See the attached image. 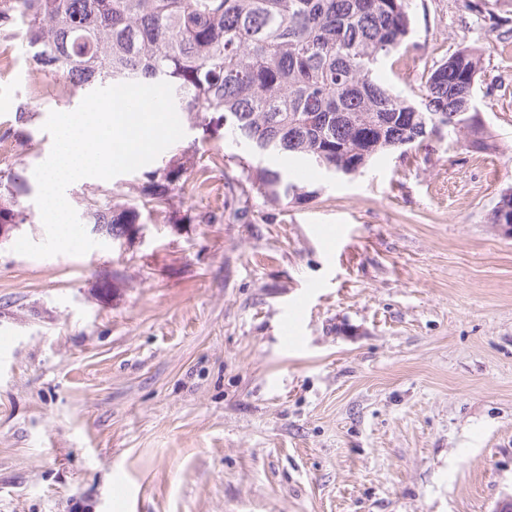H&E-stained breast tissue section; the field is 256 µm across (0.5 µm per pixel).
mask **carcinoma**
Returning <instances> with one entry per match:
<instances>
[{"mask_svg": "<svg viewBox=\"0 0 512 512\" xmlns=\"http://www.w3.org/2000/svg\"><path fill=\"white\" fill-rule=\"evenodd\" d=\"M19 36L45 73L82 90L124 82L170 83L179 112L203 131L224 125L237 174L225 196L302 203L318 190L297 184L284 163L360 174L377 156L421 146L445 127L479 143L480 55L462 49L425 71L419 99L385 85L381 64L411 33L410 0H0V28ZM185 163L148 173L133 204L95 203L97 224L119 238L142 211L170 208ZM25 185L0 173V224H23ZM492 224H512V188Z\"/></svg>", "mask_w": 512, "mask_h": 512, "instance_id": "1", "label": "carcinoma"}]
</instances>
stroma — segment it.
Instances as JSON below:
<instances>
[{"instance_id":"1","label":"stroma","mask_w":512,"mask_h":512,"mask_svg":"<svg viewBox=\"0 0 512 512\" xmlns=\"http://www.w3.org/2000/svg\"><path fill=\"white\" fill-rule=\"evenodd\" d=\"M465 2L411 0L408 47L381 74L410 96L480 48L496 150L433 139L235 221L239 148L183 112L147 169L67 189L89 229L92 201L139 200L147 171L196 147L140 236L41 259L0 240V512H497L512 497V227L487 221L512 187V0ZM82 99L0 31V170L25 180L18 233L37 243L43 125Z\"/></svg>"}]
</instances>
